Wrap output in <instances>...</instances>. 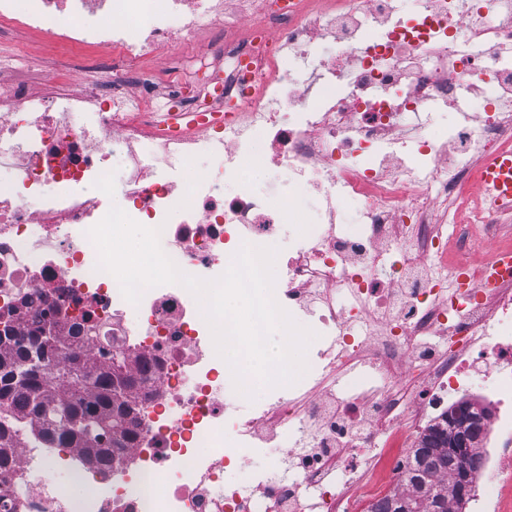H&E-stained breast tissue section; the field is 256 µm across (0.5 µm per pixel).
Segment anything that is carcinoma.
Instances as JSON below:
<instances>
[{
	"label": "carcinoma",
	"instance_id": "carcinoma-1",
	"mask_svg": "<svg viewBox=\"0 0 512 512\" xmlns=\"http://www.w3.org/2000/svg\"><path fill=\"white\" fill-rule=\"evenodd\" d=\"M23 333L9 309L0 313V466L8 463L24 435L44 448H80L89 463L108 464L131 445L136 402L143 383L128 355L101 362L88 351L78 322L59 327L57 318ZM454 412L441 416L420 447L412 450L402 481L409 489L378 505L377 512H449L462 503L459 478L472 480L471 456L483 422L462 432L464 447L448 446Z\"/></svg>",
	"mask_w": 512,
	"mask_h": 512
}]
</instances>
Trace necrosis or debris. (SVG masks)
I'll use <instances>...</instances> for the list:
<instances>
[{
    "label": "necrosis or debris",
    "instance_id": "obj_1",
    "mask_svg": "<svg viewBox=\"0 0 512 512\" xmlns=\"http://www.w3.org/2000/svg\"><path fill=\"white\" fill-rule=\"evenodd\" d=\"M394 0H0V57H26L29 38L51 59L0 67V309L21 304L35 326L48 308L86 319L100 359L125 352L146 371L139 435L109 467L59 449L66 475H48L44 449L20 444L0 468V512H374L395 492L433 411L466 401L489 420L473 450L470 512H505L512 495V266L496 273L469 252H512V213L476 199L469 155L512 148V0H428L403 16ZM324 65L342 92L319 96L297 76L324 39ZM198 59L186 72L179 63ZM432 141L403 115L466 114ZM169 168L201 154L212 163L191 192L148 174L142 148ZM126 167L123 210L160 229L185 273L213 279L242 243L269 246L318 193V222L298 238L274 298L331 339L304 384L370 361L371 390L321 404L268 389L249 414L237 397L194 296L177 284L139 304L97 270L88 230L106 214L114 157ZM279 166L284 196L262 197L243 161ZM360 207L359 231L337 234L336 215ZM349 289L351 306L333 292ZM440 337L428 347L426 337ZM495 372L491 392L471 387L472 353ZM295 439L301 483L259 479L258 497L225 482L255 449ZM81 487L74 495L73 487Z\"/></svg>",
    "mask_w": 512,
    "mask_h": 512
}]
</instances>
